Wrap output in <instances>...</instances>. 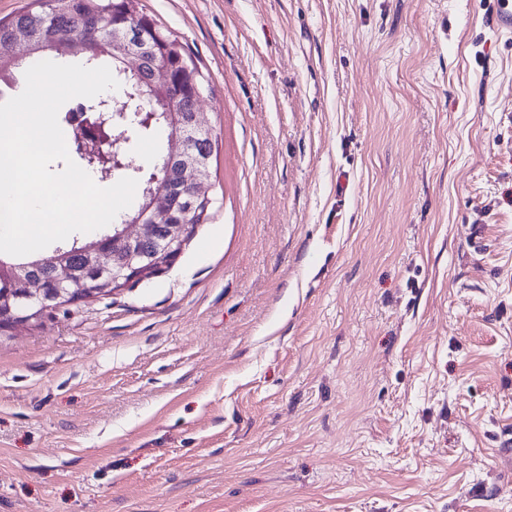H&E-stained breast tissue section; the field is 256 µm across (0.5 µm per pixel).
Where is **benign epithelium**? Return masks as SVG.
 I'll use <instances>...</instances> for the list:
<instances>
[{
    "label": "benign epithelium",
    "instance_id": "7a95c632",
    "mask_svg": "<svg viewBox=\"0 0 512 512\" xmlns=\"http://www.w3.org/2000/svg\"><path fill=\"white\" fill-rule=\"evenodd\" d=\"M99 37L112 39L111 47L120 54L123 72L136 78L141 75L142 57L129 42L126 28L118 23L112 24L110 31L104 27L96 31L84 29L80 40L72 44L56 43L51 50L66 57ZM125 118V110H85V132L77 139V152L105 175L112 171L114 164L125 166L121 143L129 142L130 138L126 130L116 134ZM163 118L172 129L166 159L179 163L180 186L199 199L209 198L204 190L209 181L207 159L191 150L194 141L210 136L209 130L201 125L199 118L189 119L183 112L168 111ZM182 205V193L155 190L147 204L117 217L112 233L103 236L102 241L83 246L81 253L95 271L98 288L77 282V273L67 261V253L60 248L51 259L49 286L27 267L9 264L1 258L0 269L9 271L15 287L0 294V328H12L60 307L112 296L167 272L183 253L193 228L183 222L186 212L182 211ZM147 242L157 246L167 260L157 265L145 262L141 247Z\"/></svg>",
    "mask_w": 512,
    "mask_h": 512
}]
</instances>
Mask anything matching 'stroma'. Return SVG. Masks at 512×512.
<instances>
[{"label": "stroma", "mask_w": 512, "mask_h": 512, "mask_svg": "<svg viewBox=\"0 0 512 512\" xmlns=\"http://www.w3.org/2000/svg\"><path fill=\"white\" fill-rule=\"evenodd\" d=\"M498 0H140L209 86L165 274L0 332V512H512Z\"/></svg>", "instance_id": "1"}]
</instances>
